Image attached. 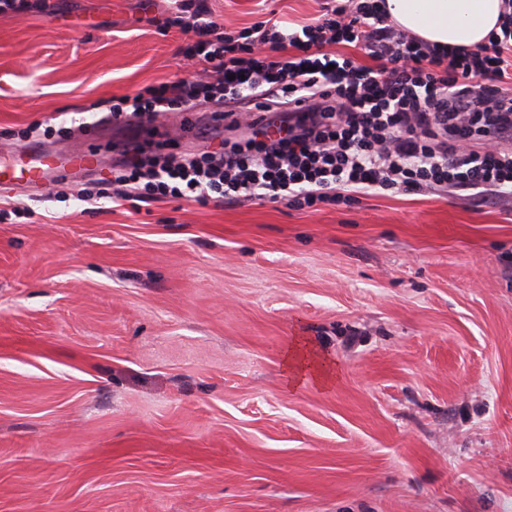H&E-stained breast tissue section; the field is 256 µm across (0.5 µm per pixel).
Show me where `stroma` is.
<instances>
[{"label": "stroma", "mask_w": 512, "mask_h": 512, "mask_svg": "<svg viewBox=\"0 0 512 512\" xmlns=\"http://www.w3.org/2000/svg\"><path fill=\"white\" fill-rule=\"evenodd\" d=\"M0 13V512H512V200L114 199V100L199 77L172 0ZM325 0H208L238 30ZM96 203L82 202L86 189ZM306 343L325 385L289 384ZM40 168L37 166H29L28 169L20 170V174L17 175L16 168L10 166L7 163L0 162V186L12 185L18 181H25L28 184L37 185L40 183L41 174Z\"/></svg>", "instance_id": "obj_1"}]
</instances>
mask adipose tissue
Wrapping results in <instances>:
<instances>
[{"label": "adipose tissue", "mask_w": 512, "mask_h": 512, "mask_svg": "<svg viewBox=\"0 0 512 512\" xmlns=\"http://www.w3.org/2000/svg\"><path fill=\"white\" fill-rule=\"evenodd\" d=\"M389 19L402 31L448 48H474L498 29L503 0H384Z\"/></svg>", "instance_id": "1"}]
</instances>
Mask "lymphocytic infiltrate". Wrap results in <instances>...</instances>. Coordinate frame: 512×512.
<instances>
[{"instance_id": "1", "label": "lymphocytic infiltrate", "mask_w": 512, "mask_h": 512, "mask_svg": "<svg viewBox=\"0 0 512 512\" xmlns=\"http://www.w3.org/2000/svg\"><path fill=\"white\" fill-rule=\"evenodd\" d=\"M206 13L198 0L184 50L201 79L146 86L113 104L112 117L151 123L208 103L248 134L180 157L128 146L113 166L118 198L216 194L310 207L390 189L512 198V0L499 30L467 50L397 29L380 0H335L298 28L261 21L235 33ZM257 112L270 121L259 124Z\"/></svg>"}]
</instances>
